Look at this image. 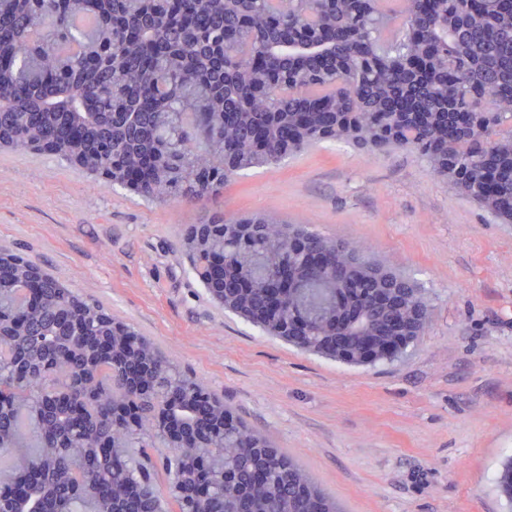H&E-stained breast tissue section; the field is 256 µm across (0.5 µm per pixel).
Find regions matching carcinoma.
Listing matches in <instances>:
<instances>
[{"label": "carcinoma", "instance_id": "1", "mask_svg": "<svg viewBox=\"0 0 512 512\" xmlns=\"http://www.w3.org/2000/svg\"><path fill=\"white\" fill-rule=\"evenodd\" d=\"M0 0V148L51 155L148 201L207 204L238 172L318 143L409 148L493 217L512 223V0ZM410 98L414 109L390 117ZM183 224L190 267L211 298L222 265L248 287L224 299L271 336L324 353L336 316L402 353L430 305L388 271L306 227L263 216ZM107 307L19 257L0 283V472L45 473L69 510L343 512L293 458L247 427L205 383ZM107 447L85 501L80 441ZM224 476L205 499L192 474Z\"/></svg>", "mask_w": 512, "mask_h": 512}]
</instances>
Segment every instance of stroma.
Returning <instances> with one entry per match:
<instances>
[{
    "mask_svg": "<svg viewBox=\"0 0 512 512\" xmlns=\"http://www.w3.org/2000/svg\"><path fill=\"white\" fill-rule=\"evenodd\" d=\"M221 211L305 224L424 288L392 361L351 366L207 297L176 234ZM0 242L99 298L298 460L346 512H512V224L415 153L325 143L241 173L216 201L146 203L36 155H0Z\"/></svg>",
    "mask_w": 512,
    "mask_h": 512,
    "instance_id": "1",
    "label": "stroma"
}]
</instances>
